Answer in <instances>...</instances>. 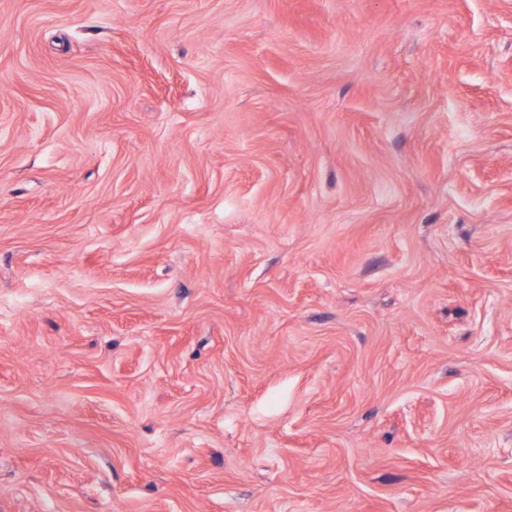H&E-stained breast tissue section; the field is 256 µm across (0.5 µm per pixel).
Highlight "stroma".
Returning a JSON list of instances; mask_svg holds the SVG:
<instances>
[{
	"mask_svg": "<svg viewBox=\"0 0 512 512\" xmlns=\"http://www.w3.org/2000/svg\"><path fill=\"white\" fill-rule=\"evenodd\" d=\"M0 512H512V0H0Z\"/></svg>",
	"mask_w": 512,
	"mask_h": 512,
	"instance_id": "1",
	"label": "stroma"
}]
</instances>
